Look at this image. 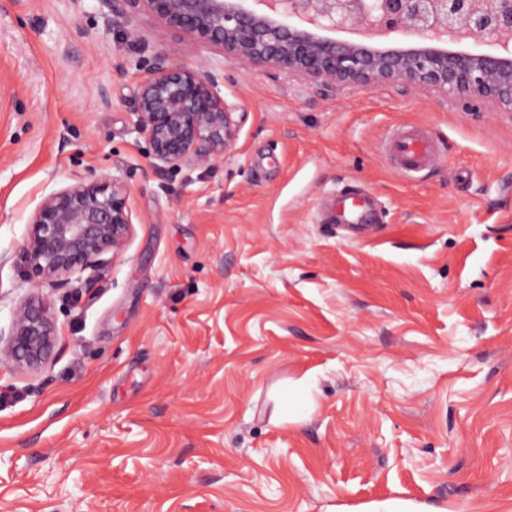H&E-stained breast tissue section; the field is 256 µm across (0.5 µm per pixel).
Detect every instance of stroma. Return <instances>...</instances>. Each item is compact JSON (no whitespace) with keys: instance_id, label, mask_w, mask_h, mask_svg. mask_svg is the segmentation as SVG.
I'll list each match as a JSON object with an SVG mask.
<instances>
[{"instance_id":"stroma-1","label":"stroma","mask_w":512,"mask_h":512,"mask_svg":"<svg viewBox=\"0 0 512 512\" xmlns=\"http://www.w3.org/2000/svg\"><path fill=\"white\" fill-rule=\"evenodd\" d=\"M195 48L102 0H0V326L39 203L118 179L122 254L50 291L40 371L0 366V512H512V115L428 89L321 96L224 66L233 150L156 170L139 59ZM426 127L410 180L380 146ZM373 199L354 230L323 201ZM367 512H447V509H430L425 505L415 504L399 499H389L383 502L373 503L363 509Z\"/></svg>"}]
</instances>
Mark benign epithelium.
Returning a JSON list of instances; mask_svg holds the SVG:
<instances>
[{"instance_id":"7a95c632","label":"benign epithelium","mask_w":512,"mask_h":512,"mask_svg":"<svg viewBox=\"0 0 512 512\" xmlns=\"http://www.w3.org/2000/svg\"><path fill=\"white\" fill-rule=\"evenodd\" d=\"M113 17L146 11L198 47L193 64L165 53L138 61L143 72L133 131L158 170L195 166L233 149L243 117L221 94L224 66L259 67L308 87L397 84L430 87L464 112L497 105L512 115V0H102ZM326 30H347L335 40ZM494 40L498 52L451 46ZM132 210L114 179L77 181L43 199L31 216L16 264L34 289L0 328V364L37 372L59 339L45 288L80 282L104 256L123 251Z\"/></svg>"}]
</instances>
